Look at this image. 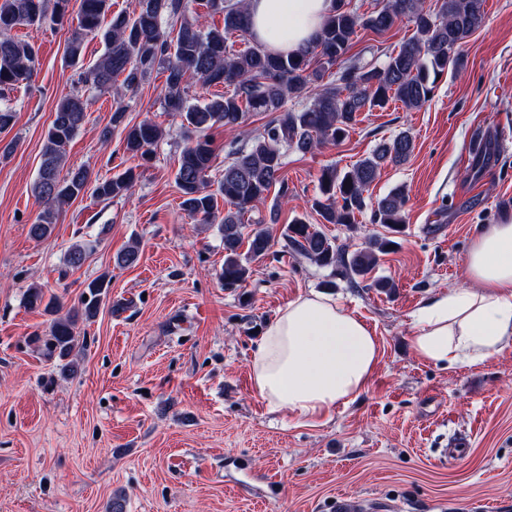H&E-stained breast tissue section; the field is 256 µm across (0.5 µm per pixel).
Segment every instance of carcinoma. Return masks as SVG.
<instances>
[{
	"mask_svg": "<svg viewBox=\"0 0 512 512\" xmlns=\"http://www.w3.org/2000/svg\"><path fill=\"white\" fill-rule=\"evenodd\" d=\"M334 2L333 13L316 38L297 54L282 55L258 44L240 50L229 44L233 35L244 40L251 36L247 0H203L200 8L198 0H137L131 14L112 10V0H80L77 31L67 46L70 64L81 60L85 39L98 38L105 46L98 60L84 69V84L108 89L120 80L133 90L152 71L165 74L164 103L181 113L186 138L175 174L181 207L203 224L219 222L224 243L220 278L226 288L242 287L253 273V263L272 248L267 224L278 223V210L270 211L267 222L247 224L244 216L273 190L278 198L288 196L282 176L286 153L305 155L340 143L360 113L383 110L393 101L408 111L422 108L448 69L463 70V47L485 16V0H436L435 8L427 0H381L380 7L369 13L350 8L348 0ZM215 14L222 16L223 26L202 23ZM44 15V0H0L1 92L25 86L34 76L37 52L14 31L41 22ZM166 21L168 28L163 26ZM402 21L413 26V34L382 63L367 66L346 58L359 31L382 35ZM194 83L203 89L222 85L225 91L191 104L188 92ZM292 98H305L307 103L298 111L288 109L286 101ZM86 112L87 99L79 93L62 97L56 107L33 186L44 204L30 226L35 239L51 235L63 207L85 193L89 184H94L98 199L110 201L128 196L137 178L129 167L94 183L88 169L65 167L66 146ZM259 113L274 118L263 133L228 152L216 190H208L217 150L210 130L239 129ZM124 117L125 109L116 108L112 127L101 132L102 141L108 142L112 129L122 124L123 154L148 159L164 130L150 119L125 125ZM414 150L413 136L402 130L351 166L329 165L317 177L313 207L322 223L351 226L369 207L373 222L388 234H372L350 253L318 226L296 217L283 229L286 246L320 267L341 270L354 284L361 280L380 293H394L397 285L392 279L375 278L372 272L396 244L391 235L400 233L406 223V193L401 187L377 199L367 193L385 166L406 163ZM494 152L495 143L480 136L472 169L483 167ZM109 287L104 277L91 281L81 294L80 307L62 316L58 297L47 299L43 288H29L28 306L56 315L48 333L33 341L45 357L60 362L62 375L77 371L74 356L85 348L79 323L95 318Z\"/></svg>",
	"mask_w": 512,
	"mask_h": 512,
	"instance_id": "obj_1",
	"label": "carcinoma"
}]
</instances>
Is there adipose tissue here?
Wrapping results in <instances>:
<instances>
[{
    "instance_id": "1",
    "label": "adipose tissue",
    "mask_w": 512,
    "mask_h": 512,
    "mask_svg": "<svg viewBox=\"0 0 512 512\" xmlns=\"http://www.w3.org/2000/svg\"><path fill=\"white\" fill-rule=\"evenodd\" d=\"M251 31L268 51L294 54L320 31L332 0H249ZM466 284L427 298L413 316V347L453 369L512 347V214L482 228L465 263ZM380 360L373 330L336 298L308 292L266 323L252 354L255 390L269 411L329 421L366 389Z\"/></svg>"
}]
</instances>
